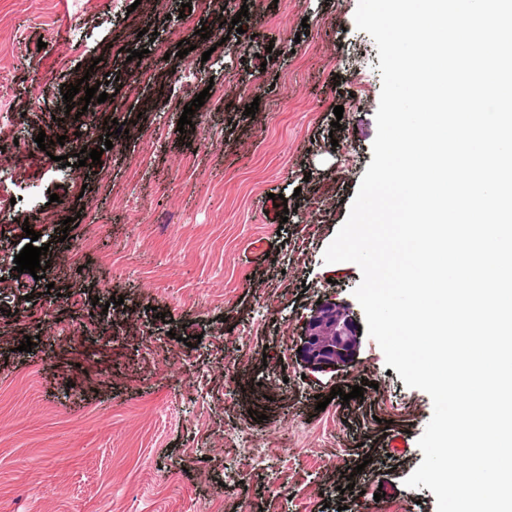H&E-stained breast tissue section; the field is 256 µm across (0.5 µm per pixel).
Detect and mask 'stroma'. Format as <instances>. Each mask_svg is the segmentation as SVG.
Listing matches in <instances>:
<instances>
[{"label": "stroma", "mask_w": 512, "mask_h": 512, "mask_svg": "<svg viewBox=\"0 0 512 512\" xmlns=\"http://www.w3.org/2000/svg\"><path fill=\"white\" fill-rule=\"evenodd\" d=\"M182 1L147 21L134 0H0L12 136L33 144L76 70L108 95L78 125L120 129L92 179L34 144L0 155V512H437L404 484L429 395L367 336L334 374L293 356L309 305L353 302L362 279L323 261L373 159L380 59L358 0ZM243 8L225 43L198 41ZM129 49L149 74L108 81ZM29 228L49 247L39 280L14 269ZM74 294L108 303L107 330L81 331Z\"/></svg>", "instance_id": "35a3bbf8"}]
</instances>
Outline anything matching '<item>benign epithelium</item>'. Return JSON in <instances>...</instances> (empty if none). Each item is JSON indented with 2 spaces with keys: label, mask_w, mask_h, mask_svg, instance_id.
I'll use <instances>...</instances> for the list:
<instances>
[{
  "label": "benign epithelium",
  "mask_w": 512,
  "mask_h": 512,
  "mask_svg": "<svg viewBox=\"0 0 512 512\" xmlns=\"http://www.w3.org/2000/svg\"><path fill=\"white\" fill-rule=\"evenodd\" d=\"M360 336L350 304L328 293L312 303L301 318L298 346L302 350L295 357L307 370L334 373L353 361Z\"/></svg>",
  "instance_id": "obj_1"
}]
</instances>
